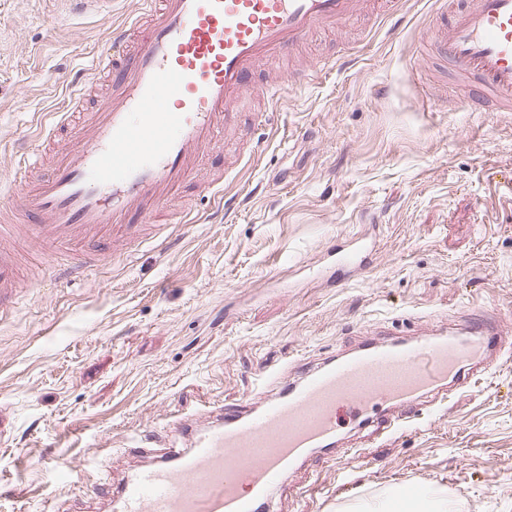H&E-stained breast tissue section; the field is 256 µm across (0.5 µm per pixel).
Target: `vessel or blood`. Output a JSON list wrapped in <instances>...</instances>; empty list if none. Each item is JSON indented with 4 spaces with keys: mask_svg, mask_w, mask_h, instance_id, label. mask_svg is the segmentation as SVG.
I'll return each instance as SVG.
<instances>
[{
    "mask_svg": "<svg viewBox=\"0 0 512 512\" xmlns=\"http://www.w3.org/2000/svg\"><path fill=\"white\" fill-rule=\"evenodd\" d=\"M362 0H142L140 16L110 32L91 77L117 91L84 114V140L58 143L50 173L25 155L18 213L0 212V306L22 285L18 243L63 254L64 267L98 262L107 237L136 238L143 224H188L169 198L192 179L218 133L231 129L250 74L288 56L322 29H342ZM437 55L464 76L477 100L512 112V0H467L427 29ZM370 244L336 252L346 275L364 272ZM503 329L473 318L464 333L371 345L308 370L246 416L218 409L204 429L172 422L151 463L120 486L95 482L87 501L114 512H268L272 490L311 449H332L343 417L394 427L417 399L467 386Z\"/></svg>",
    "mask_w": 512,
    "mask_h": 512,
    "instance_id": "obj_1",
    "label": "vessel or blood"
}]
</instances>
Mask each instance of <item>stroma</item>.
Here are the masks:
<instances>
[{
  "label": "stroma",
  "mask_w": 512,
  "mask_h": 512,
  "mask_svg": "<svg viewBox=\"0 0 512 512\" xmlns=\"http://www.w3.org/2000/svg\"><path fill=\"white\" fill-rule=\"evenodd\" d=\"M68 0H0V208L18 206L19 150L41 151L51 115L84 80L112 16ZM432 0H367L299 58L260 65L237 125L171 206L193 224H148L83 277H38L0 313V512H73L86 484L149 462L173 419L263 400L363 345L461 332L477 309L504 348L469 389L419 405L395 433L343 422L354 456L325 450L288 472L271 512H373L394 492L463 512H512V112H473L447 69L407 74ZM344 57L278 103L301 62ZM224 175L230 203L204 188ZM368 237L372 263L340 281L336 245Z\"/></svg>",
  "instance_id": "obj_1"
}]
</instances>
